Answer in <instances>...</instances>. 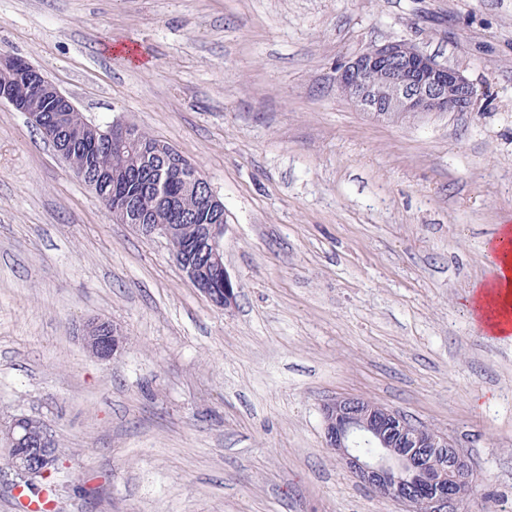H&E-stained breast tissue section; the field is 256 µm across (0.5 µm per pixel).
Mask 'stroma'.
<instances>
[{
	"label": "stroma",
	"instance_id": "obj_1",
	"mask_svg": "<svg viewBox=\"0 0 512 512\" xmlns=\"http://www.w3.org/2000/svg\"><path fill=\"white\" fill-rule=\"evenodd\" d=\"M399 38L470 111L386 122L337 92ZM1 50L196 166L239 285L214 306L0 103V425L53 429L50 512H399L326 448L339 395L452 435L467 512H512V337L467 303L512 226V0H0ZM105 324V330H102ZM108 321H92L84 325L82 339L86 349L101 360H111L121 350L124 336Z\"/></svg>",
	"mask_w": 512,
	"mask_h": 512
}]
</instances>
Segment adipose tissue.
Masks as SVG:
<instances>
[{"mask_svg": "<svg viewBox=\"0 0 512 512\" xmlns=\"http://www.w3.org/2000/svg\"><path fill=\"white\" fill-rule=\"evenodd\" d=\"M499 259L496 279L470 294L476 325L494 335L512 332V228H504L490 245Z\"/></svg>", "mask_w": 512, "mask_h": 512, "instance_id": "obj_1", "label": "adipose tissue"}]
</instances>
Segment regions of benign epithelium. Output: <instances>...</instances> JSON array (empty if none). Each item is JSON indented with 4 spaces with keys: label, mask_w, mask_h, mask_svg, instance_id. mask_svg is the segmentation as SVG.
I'll list each match as a JSON object with an SVG mask.
<instances>
[{
    "label": "benign epithelium",
    "mask_w": 512,
    "mask_h": 512,
    "mask_svg": "<svg viewBox=\"0 0 512 512\" xmlns=\"http://www.w3.org/2000/svg\"><path fill=\"white\" fill-rule=\"evenodd\" d=\"M20 58L0 53V101L28 115L35 126L45 122L41 112H76L71 98L37 71L24 76ZM336 90L357 109L383 120L399 122L442 112H466L477 96L462 71L438 63L406 40L372 45L336 70ZM139 129L112 123V145L143 144ZM184 183L200 197L208 217L205 234L180 242L173 224H152L154 209L165 202L160 191L150 201L123 194L102 193V183L86 181L96 198L112 212L118 224H135L148 236L165 238L178 265L192 285L222 309L231 307L239 285L224 267L221 238L226 229L224 204L192 164H175ZM86 349L101 360L121 350L124 336L110 322L84 325ZM30 417L19 415L0 426V446L8 449V465L23 479L47 478L59 461L53 431L45 426L36 437L25 432ZM326 447L344 462L360 483L387 498L402 512H464L477 481L475 470L453 438L416 423L405 414L370 399L341 395L323 407Z\"/></svg>",
    "instance_id": "obj_1"
}]
</instances>
